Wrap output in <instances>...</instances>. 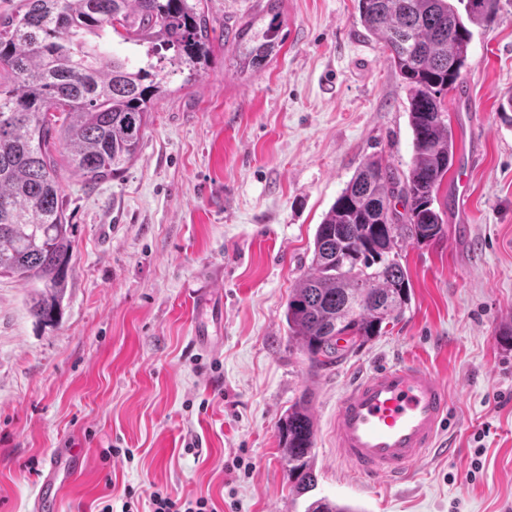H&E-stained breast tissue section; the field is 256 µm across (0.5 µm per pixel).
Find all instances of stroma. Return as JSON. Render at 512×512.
<instances>
[{
	"mask_svg": "<svg viewBox=\"0 0 512 512\" xmlns=\"http://www.w3.org/2000/svg\"><path fill=\"white\" fill-rule=\"evenodd\" d=\"M266 0H211L218 35L192 87L173 76L131 166L64 178L75 260L56 322L30 285L0 277V512H41L54 450L86 469L53 512H136L154 491L207 496L220 512H304L277 422L311 399L317 487L354 512H512V0L473 30L462 90L449 91L453 165L438 192L445 236L403 252V319L326 370L288 341L285 309L318 225L369 157L407 171V91L357 0H281L280 47L239 72L233 35L263 27ZM471 201L458 219V195ZM212 283L223 315H196ZM216 346L194 348L195 324ZM410 358L448 386L457 455L427 457L398 483L354 477L335 446L336 405L360 374ZM115 455H105L107 447Z\"/></svg>",
	"mask_w": 512,
	"mask_h": 512,
	"instance_id": "obj_1",
	"label": "stroma"
}]
</instances>
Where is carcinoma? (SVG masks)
<instances>
[{
    "mask_svg": "<svg viewBox=\"0 0 512 512\" xmlns=\"http://www.w3.org/2000/svg\"><path fill=\"white\" fill-rule=\"evenodd\" d=\"M278 0L265 28L235 34L239 68H263L279 46ZM364 29L384 43L408 93L414 158L405 174L368 158L318 225L310 271L288 297L289 340L315 372L333 366L399 323L411 301L404 246L444 234L438 191L454 159L444 99L467 66L470 26L493 21L498 0H357ZM144 48L121 56L105 36ZM212 43L208 0H22L0 15V277L40 284L31 312L54 321L73 265L75 225L62 202L61 166L86 183L122 173L135 159L169 76L193 84ZM402 203L404 211L392 206ZM345 345H339V341ZM288 485H317L314 423L306 396L278 420ZM305 512H354L327 498Z\"/></svg>",
    "mask_w": 512,
    "mask_h": 512,
    "instance_id": "obj_1",
    "label": "carcinoma"
}]
</instances>
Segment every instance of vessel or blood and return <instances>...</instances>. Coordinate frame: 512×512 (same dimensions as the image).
Returning a JSON list of instances; mask_svg holds the SVG:
<instances>
[{
  "label": "vessel or blood",
  "mask_w": 512,
  "mask_h": 512,
  "mask_svg": "<svg viewBox=\"0 0 512 512\" xmlns=\"http://www.w3.org/2000/svg\"><path fill=\"white\" fill-rule=\"evenodd\" d=\"M448 416V388L425 365L405 360L381 367L350 384L339 400L336 447L352 474L366 481L397 482L441 451ZM84 467L81 449L51 457L38 501L56 503L59 490Z\"/></svg>",
  "instance_id": "1"
}]
</instances>
